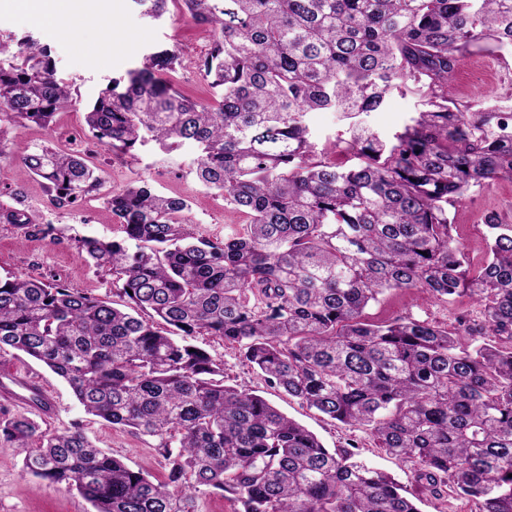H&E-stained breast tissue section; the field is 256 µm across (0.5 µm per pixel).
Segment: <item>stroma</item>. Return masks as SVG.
<instances>
[{"label":"stroma","instance_id":"stroma-1","mask_svg":"<svg viewBox=\"0 0 512 512\" xmlns=\"http://www.w3.org/2000/svg\"><path fill=\"white\" fill-rule=\"evenodd\" d=\"M97 8L100 28L112 31V53L107 62L86 58L80 46L83 33L68 30L64 21L40 17L37 0H0V33L15 38L32 37L38 45L49 47L59 76L72 83L74 101L57 112L49 126L27 125L11 130L4 158L0 159V189L22 186L25 203L43 219L53 223V237L23 236L8 224L0 223V275L9 273L33 278L59 276L75 290L100 298L111 297L112 277L87 266L79 257L81 238L109 240L120 236L116 219L103 205L102 193L117 191L134 180L147 182L157 193L182 196L192 201L185 217L195 232L220 238L242 224L240 214L225 207L224 199L205 193L192 169L194 154L189 150L164 153L148 146L141 148L132 164L113 159L107 148L92 139L85 108L95 101L112 79L124 76L139 66L143 54L158 48L175 51L180 66L168 76L178 91L197 101L210 103L214 93L195 67L210 46L209 32L185 15L179 0H169L163 20L152 22L140 13L133 0H91ZM451 92L457 102L477 112L488 108L512 111V53L508 56L485 52L470 54L454 76ZM93 154L103 180L101 193L80 200L69 211L56 209L41 180L22 174L20 158L39 145ZM495 213L512 223V182L500 180L482 189H473L451 215L458 236L473 263L485 255L484 218ZM412 314L453 328L460 316L477 320V305L468 299L439 302L422 296L389 291L372 303L366 314L373 321H387ZM198 346L224 364L229 384L258 391L282 412L314 432L329 448H346L356 457L384 472L416 499L421 512H472L473 505L450 489L436 493L418 483L411 463L401 461L378 448L370 433L345 427L303 406L268 386L262 376L245 365L236 347L211 336L197 337ZM28 370L39 376L46 396L55 401L57 413L38 417L34 406L12 405V412L37 418L41 429L52 432L80 425L99 447L151 477H161L165 462L157 453L158 441L139 437L113 427L87 414L65 381L42 363L12 349L0 351V373ZM0 512H95L77 491L49 487L22 470V457L11 443L0 439Z\"/></svg>","mask_w":512,"mask_h":512}]
</instances>
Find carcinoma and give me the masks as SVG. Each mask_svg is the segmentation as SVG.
Segmentation results:
<instances>
[{
  "label": "carcinoma",
  "mask_w": 512,
  "mask_h": 512,
  "mask_svg": "<svg viewBox=\"0 0 512 512\" xmlns=\"http://www.w3.org/2000/svg\"><path fill=\"white\" fill-rule=\"evenodd\" d=\"M134 2L158 20L168 0ZM180 2L210 32L196 68L215 102L165 80L179 63L165 49L112 80L86 124L125 163L150 144L194 151L201 186L245 224L222 240L198 235L187 199L133 181L104 197L122 236L78 245L112 274L116 299L0 276V349L62 377L87 413L159 439L165 480L78 425L43 432L0 407V437L25 472L77 490L95 512H195L206 489L239 512H420L349 449L326 448L263 396L226 384L223 362L194 343L214 336L275 389L369 431L417 480L451 485L475 512H512V224L486 217L475 266L449 211L512 180V112L471 113L451 95L467 55L512 48V0ZM394 91L417 110L385 138L366 118ZM70 102L48 48L25 38L14 52L0 36V158L9 129L46 126ZM314 111L345 122L328 146L313 139ZM21 170L58 209L99 186L87 157L49 146ZM0 223L54 231L3 204ZM388 290L467 297L481 320L462 332L411 315L368 321Z\"/></svg>",
  "instance_id": "carcinoma-1"
}]
</instances>
